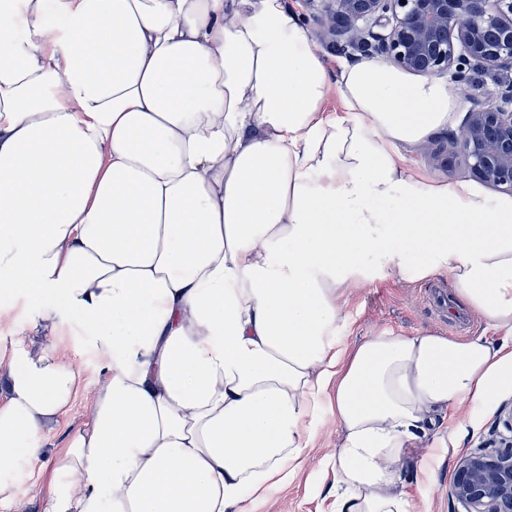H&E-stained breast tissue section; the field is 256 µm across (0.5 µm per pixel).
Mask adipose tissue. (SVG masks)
<instances>
[{"label": "adipose tissue", "mask_w": 512, "mask_h": 512, "mask_svg": "<svg viewBox=\"0 0 512 512\" xmlns=\"http://www.w3.org/2000/svg\"><path fill=\"white\" fill-rule=\"evenodd\" d=\"M456 109L439 79L331 68L288 0H0V295L78 317L102 374L47 512H250L325 404L328 512H418L408 449L460 447L444 419L512 388V196L401 154ZM375 270L447 276L494 337L347 348ZM80 385L55 337L0 350L1 471Z\"/></svg>", "instance_id": "ef3b65f1"}]
</instances>
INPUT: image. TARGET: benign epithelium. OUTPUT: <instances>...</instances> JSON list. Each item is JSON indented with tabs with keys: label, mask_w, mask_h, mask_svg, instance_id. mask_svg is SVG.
Wrapping results in <instances>:
<instances>
[{
	"label": "benign epithelium",
	"mask_w": 512,
	"mask_h": 512,
	"mask_svg": "<svg viewBox=\"0 0 512 512\" xmlns=\"http://www.w3.org/2000/svg\"><path fill=\"white\" fill-rule=\"evenodd\" d=\"M325 43L398 69L448 75L462 86L477 70L512 74V0H308ZM461 155L472 176L512 189V78L468 110L448 134V159ZM453 493L466 512H512V442L463 456Z\"/></svg>",
	"instance_id": "7a95c632"
}]
</instances>
